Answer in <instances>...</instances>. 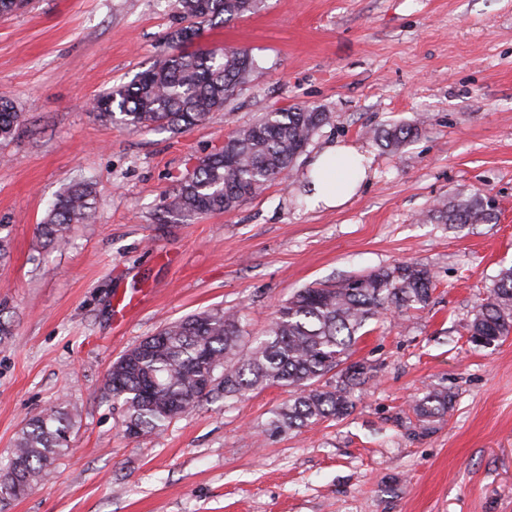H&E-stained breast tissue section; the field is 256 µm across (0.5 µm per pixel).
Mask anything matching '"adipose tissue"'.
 Segmentation results:
<instances>
[{"label":"adipose tissue","instance_id":"ef3b65f1","mask_svg":"<svg viewBox=\"0 0 512 512\" xmlns=\"http://www.w3.org/2000/svg\"><path fill=\"white\" fill-rule=\"evenodd\" d=\"M366 175V160L354 148L329 147L311 165L307 183L309 198L317 206L337 207L352 197Z\"/></svg>","mask_w":512,"mask_h":512}]
</instances>
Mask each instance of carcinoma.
Segmentation results:
<instances>
[{
    "label": "carcinoma",
    "mask_w": 512,
    "mask_h": 512,
    "mask_svg": "<svg viewBox=\"0 0 512 512\" xmlns=\"http://www.w3.org/2000/svg\"><path fill=\"white\" fill-rule=\"evenodd\" d=\"M258 0H174L178 27L171 35L177 51L157 60L138 79L98 97L96 117L115 115L133 129L189 128L224 110L227 101L257 68L246 48H191L201 26L252 13ZM328 120L316 107L293 106L266 112L255 124L239 129L224 146L199 159L184 176L164 212L184 221L212 212H230L268 185L286 180L296 159ZM21 121L13 103L0 99V140ZM417 128L397 125L376 135L397 150ZM92 183L70 184L37 227L45 246L68 243L72 225L92 215ZM492 207L476 198H460L441 210L448 224H484ZM434 277L418 263L381 267L338 285L302 288L281 304L265 334L253 341L239 317L205 311L165 323L125 351L109 368L105 399L123 410L122 430L129 437L161 432L202 402L222 396L235 400L272 385L294 394L268 423L272 434L300 430L346 414L354 390L369 379L362 364L346 365L359 332L390 309L407 311L429 304ZM471 343H494L512 333V269L500 272L468 325ZM333 374V380L326 379ZM452 395L429 390L415 406L421 420L448 412ZM76 413L64 404L31 418L18 434L12 458L0 467V502L17 498L46 481L58 457L71 451Z\"/></svg>",
    "instance_id": "carcinoma-1"
}]
</instances>
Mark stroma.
<instances>
[{
  "label": "stroma",
  "instance_id": "stroma-1",
  "mask_svg": "<svg viewBox=\"0 0 512 512\" xmlns=\"http://www.w3.org/2000/svg\"><path fill=\"white\" fill-rule=\"evenodd\" d=\"M176 27L171 0H33L0 17V97L25 116L0 141V465L30 418L78 413L52 480L0 512H512V335L478 347L467 333L512 267V0H262L197 42L260 61L223 111L175 132L100 121L94 100L169 53ZM298 104L329 119L286 181L165 220L201 157ZM394 124L419 127L397 151L374 138ZM335 143L371 164L347 202L316 208L308 165ZM78 179L95 185L91 221L38 247ZM459 195L492 201L493 220L441 223ZM399 262L431 269L432 301L367 324L352 358L372 377L342 418L269 435L289 397L271 386L129 438L102 396L112 362L164 323L232 311L258 336L297 290ZM433 388L453 406L427 423L413 407Z\"/></svg>",
  "mask_w": 512,
  "mask_h": 512
}]
</instances>
